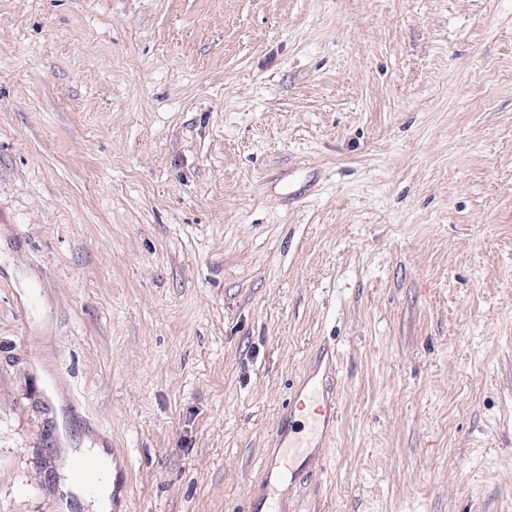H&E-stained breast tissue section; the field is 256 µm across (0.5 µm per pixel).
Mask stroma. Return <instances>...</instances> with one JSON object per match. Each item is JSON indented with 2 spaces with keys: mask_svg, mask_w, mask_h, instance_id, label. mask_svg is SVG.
<instances>
[{
  "mask_svg": "<svg viewBox=\"0 0 512 512\" xmlns=\"http://www.w3.org/2000/svg\"><path fill=\"white\" fill-rule=\"evenodd\" d=\"M95 447L119 512H512V0H0V512ZM307 404H315L314 415L305 412ZM292 415L297 417V426L289 429ZM338 418V402L336 394L323 388L316 377L310 375L294 390L288 401V422L282 421L278 430L288 433V448H320L323 451L326 443L334 435ZM308 428V442L296 435ZM306 438V439H307ZM317 438L318 443L313 444ZM317 446V447H315Z\"/></svg>",
  "mask_w": 512,
  "mask_h": 512,
  "instance_id": "35a3bbf8",
  "label": "stroma"
}]
</instances>
